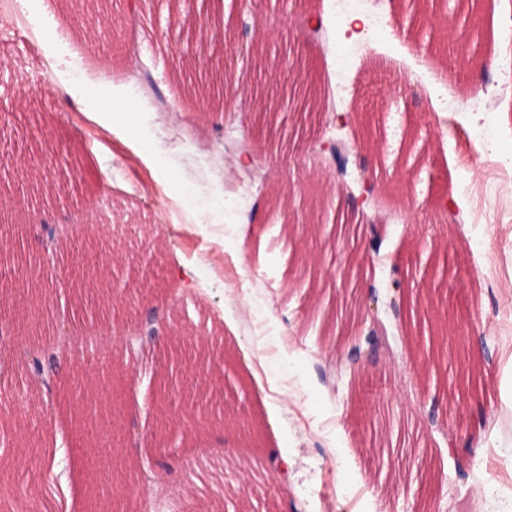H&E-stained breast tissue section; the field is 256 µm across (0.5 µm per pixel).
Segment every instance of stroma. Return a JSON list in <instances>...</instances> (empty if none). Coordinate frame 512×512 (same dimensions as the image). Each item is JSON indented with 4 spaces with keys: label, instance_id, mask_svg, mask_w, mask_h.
Returning <instances> with one entry per match:
<instances>
[{
    "label": "stroma",
    "instance_id": "1",
    "mask_svg": "<svg viewBox=\"0 0 512 512\" xmlns=\"http://www.w3.org/2000/svg\"><path fill=\"white\" fill-rule=\"evenodd\" d=\"M407 0H116L107 13L47 0V13L14 14L0 0V201L14 233L0 256V314L21 324L32 304L14 274L41 249V223L59 226L54 292L41 305L74 333L101 334L100 366L67 350L57 373L93 370L117 395L74 434L69 408L45 413V387L23 353L39 337L0 343V512H70L147 499V469L172 468L191 512H512V206L499 203L498 167L512 160V92L485 111V91L512 74V38L496 29L512 0H482V60L455 66L450 42L408 28ZM358 37L346 35L353 18ZM223 30L224 71L191 60L213 46L200 19ZM321 20V42L305 39ZM58 35L47 38L48 26ZM311 70L314 111H254L246 90ZM91 86L79 97L75 87ZM139 112H120V90ZM356 115L348 176L322 141L337 113ZM261 148L245 169L234 144ZM377 190L363 209L361 171ZM105 194H98V186ZM458 220L446 221L443 200ZM383 221L373 244L368 224ZM109 264L117 292L102 303L78 291L71 262ZM424 282L465 339L422 365L414 331L390 309L398 287ZM374 297L383 348L351 360L337 319ZM174 333L130 359L124 340L149 318ZM216 421L162 418L167 387ZM242 413L248 433L225 428ZM58 450L46 473L34 456ZM115 458L113 480L86 493L83 459ZM285 462L279 478L270 460Z\"/></svg>",
    "mask_w": 512,
    "mask_h": 512
}]
</instances>
